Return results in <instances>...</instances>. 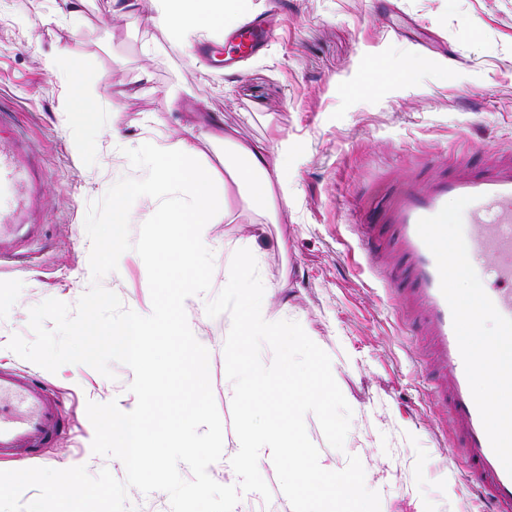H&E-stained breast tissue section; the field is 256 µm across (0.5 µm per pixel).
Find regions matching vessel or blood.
<instances>
[{
	"instance_id": "b4317fda",
	"label": "vessel or blood",
	"mask_w": 512,
	"mask_h": 512,
	"mask_svg": "<svg viewBox=\"0 0 512 512\" xmlns=\"http://www.w3.org/2000/svg\"><path fill=\"white\" fill-rule=\"evenodd\" d=\"M276 37L271 20L254 18L227 32L228 57L254 54ZM31 178L28 166L0 150V223L18 209L20 187ZM468 196L463 215L465 241L477 274L488 280V297L512 318V158L481 168L462 164L429 180L407 178L377 196L356 201L355 231L369 264L388 285L406 324L418 327L430 361L442 372L432 400L447 414L456 446L469 467L467 486L485 512H512V475L493 451L473 400L453 328L450 307L441 293L436 261L417 233L420 218L437 214L449 201ZM395 251L403 269L383 265ZM65 429V416L50 394L32 378L0 370V458L40 457Z\"/></svg>"
}]
</instances>
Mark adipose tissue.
<instances>
[{
	"label": "adipose tissue",
	"instance_id": "obj_1",
	"mask_svg": "<svg viewBox=\"0 0 512 512\" xmlns=\"http://www.w3.org/2000/svg\"><path fill=\"white\" fill-rule=\"evenodd\" d=\"M160 7L149 21L169 29L182 43L202 35L223 33L249 12L252 0H158ZM48 69L65 67L71 89V109L76 134L83 148H91L98 130L93 108L103 74L91 71L63 54L47 56ZM206 139H223L231 148L223 175H216L198 161L197 138L173 141L147 138L140 142L146 174L134 191L112 193V236L106 246L113 263H120L125 226L131 221L133 193L151 196L156 203V247L163 264L173 266L177 277L155 281L158 311L153 322L134 316L108 327H77L78 336H95L123 352L140 375L139 397L131 406L112 405L100 416L99 431L113 453L123 458L139 478L151 479L157 468L200 464L207 448L186 447L179 455H168L159 438L181 433L189 425L205 423L200 399L209 376L204 342L190 325L201 308L202 269L196 264L197 250L213 246L211 228L227 217V196L219 184H231L259 210L274 213L276 196L288 191L287 141H279L274 156L264 149L238 141L232 133L209 130ZM169 353L170 384L158 381L151 359L156 345Z\"/></svg>",
	"mask_w": 512,
	"mask_h": 512
}]
</instances>
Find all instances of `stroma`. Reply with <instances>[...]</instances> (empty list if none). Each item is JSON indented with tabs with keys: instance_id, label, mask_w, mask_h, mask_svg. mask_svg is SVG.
<instances>
[{
	"instance_id": "35a3bbf8",
	"label": "stroma",
	"mask_w": 512,
	"mask_h": 512,
	"mask_svg": "<svg viewBox=\"0 0 512 512\" xmlns=\"http://www.w3.org/2000/svg\"><path fill=\"white\" fill-rule=\"evenodd\" d=\"M0 0V106L14 131L35 150L34 176L22 198L35 205L6 238L29 249L0 264V367L43 381L62 401L71 430L46 449L43 467L109 469L123 463L93 453L88 403L129 405L138 375L124 356L78 338L75 326L116 325L151 315L156 264L155 204L140 200L123 241L126 264L98 256L109 231L112 192L143 175L137 158L146 132L173 139L205 132L213 119L238 140L295 146L288 196L267 216L239 195L229 218L213 225L215 251L200 255L202 290L212 300L224 286L225 243L249 249L271 311L293 320L327 352L334 379L352 409L343 450L328 445L315 415L305 425L321 456L343 468L358 457L380 512H479L464 490V464L450 450L452 426L430 402L431 375L421 339L397 318L391 297L366 261L354 226V200L376 183L423 177L428 158L482 146L512 152V0H252L253 14L279 11L277 39L237 68H216L176 45L165 27L146 26L151 0H132L123 16L111 0ZM52 53L80 58L104 73L102 122L129 140L113 150L96 135L82 153L71 135L63 73L45 70ZM425 61L411 80L408 58ZM177 104H170V94ZM225 316L193 315L207 345L210 382L224 426V455L238 451L225 371ZM272 499L243 494L234 512H292L273 466L261 464Z\"/></svg>"
}]
</instances>
